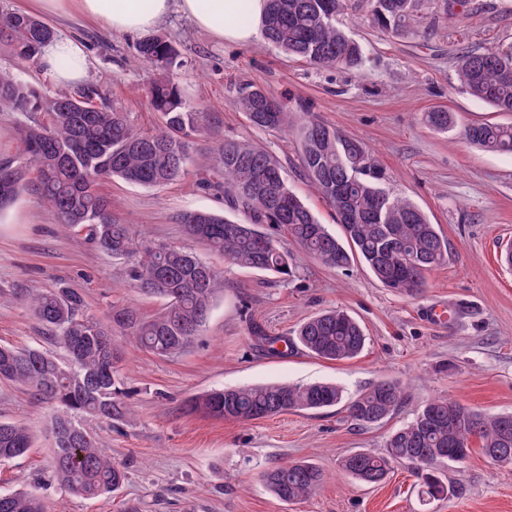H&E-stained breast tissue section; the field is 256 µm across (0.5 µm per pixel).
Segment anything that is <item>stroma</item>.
Returning a JSON list of instances; mask_svg holds the SVG:
<instances>
[{
	"mask_svg": "<svg viewBox=\"0 0 512 512\" xmlns=\"http://www.w3.org/2000/svg\"><path fill=\"white\" fill-rule=\"evenodd\" d=\"M474 3L467 18L439 19L424 39L390 38L353 12L344 24L363 48L359 71L290 59L262 40L223 42L177 11L153 28L181 53L180 92L199 114L197 151L177 183L155 189L112 179L99 190L137 238L182 246L210 262L223 274L224 291L193 345L177 357H157L124 339L120 379L132 418L83 420L126 470L116 491L86 498L51 484L53 408L25 386L0 382V419L26 424L34 436L25 456L0 462V494L36 489L51 512H512V466H499L477 447L445 467L443 479L453 492L441 499L423 495L403 463L375 486L337 466L347 454L383 452L389 434L435 395L489 414L512 413V265L501 256L512 244V154L463 138L468 124L512 123V114L469 95L457 77L461 52L512 42V0ZM49 23L57 35L84 47L89 67L80 84H58L45 65L21 63L4 42L0 68L43 95L94 87L99 101L121 107L136 129L154 130L157 116L141 96L148 73L133 59L137 35L114 32L75 10ZM245 80L283 98L291 120L306 110L363 142L383 167L386 188L418 206L448 239V261L427 273L420 295H399L365 267L335 269L298 250L291 275L242 269L185 234L179 214L225 209L223 194L202 188L199 180L213 149L226 141L268 150L320 223L332 234L341 232L333 208L303 171L291 128L258 129L234 107V88ZM439 108L453 113V129L440 132L425 122V113ZM137 261L134 254L114 259L84 232L54 223L34 187L24 188L0 213V288L36 291L62 284L83 295L89 315L101 318L112 307L131 305L149 317L160 301L127 287L118 273ZM336 307L347 310L367 337L352 359L329 361L301 350L278 354L254 335L259 328L291 336L307 318ZM436 308L445 310V318L432 317ZM0 344L63 353L20 301L0 305ZM381 380L402 385L406 401L371 427L355 424L340 406L248 423L193 406L214 389L333 382L354 395ZM300 461L322 469L325 481L307 500L281 502L261 474Z\"/></svg>",
	"mask_w": 512,
	"mask_h": 512,
	"instance_id": "stroma-1",
	"label": "stroma"
}]
</instances>
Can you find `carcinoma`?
Returning a JSON list of instances; mask_svg holds the SVG:
<instances>
[{"mask_svg": "<svg viewBox=\"0 0 512 512\" xmlns=\"http://www.w3.org/2000/svg\"><path fill=\"white\" fill-rule=\"evenodd\" d=\"M368 21L390 37H427L434 19L429 5H442L448 17L471 10L472 0H366ZM354 0H268L263 37L280 53L311 65L359 69L361 45L338 23ZM55 29L23 11L0 13V41L18 60L37 64ZM179 52L169 41L152 36L135 46V59L158 76L143 91L148 106L159 115L152 132H140L116 106L94 103L90 87L77 95L43 96L9 70H0V111L29 116L42 112L45 123L21 126L15 155L0 162V211L12 205L36 174V186L56 223L84 229L87 240L116 259L139 253L127 274L130 287L164 301L149 319L132 307H114L105 318L85 313L83 295L59 286L16 296L0 289V303L20 300L67 353L61 359L38 348L0 345V381L26 385L39 399L56 405L52 420L53 479L66 490L96 497L117 490L123 468L102 451L98 437L81 423L89 415L112 422L127 414L116 387V372L124 359L119 330L141 348L159 357L183 353L205 326L213 303L224 290L220 272L196 253L163 242L138 240L129 225L112 210V199L96 190L105 178L150 188L180 180L196 150L197 113L182 99L177 85ZM512 42L483 52L464 51L458 78L468 93L498 112H512ZM236 109L255 127L277 130L288 125L285 103L255 83L236 88ZM301 163L315 191L336 212L342 236L331 234L288 185L280 163L265 149L226 141L211 153V177L206 189L224 191L225 206L245 214L238 222L211 211L178 216L185 232L224 260L241 268L290 273V253L284 243L256 229L270 224L287 241L324 264L345 268L365 265L392 291L414 297L426 286V272L448 259L449 242L410 201L393 195L384 171L359 140L309 116L298 128ZM465 139L482 149L512 153V124L476 123L464 129ZM325 360L357 356L366 343L360 324L342 309L304 321L296 339ZM404 402L400 385L374 384L347 398L334 383L267 384L219 389L194 401L209 415L250 422L287 411H314L341 405L361 426L377 425ZM481 442L482 453L493 456L512 449V415H490L456 399L437 396L427 401L411 421L394 431L380 454L353 453L340 461L346 473L366 484H379L393 464L407 463L424 481L432 497L448 496L440 468L460 448L471 451ZM33 434L21 422L0 421V461L24 455ZM269 490L282 502L294 503L320 486L321 469L296 462L262 473ZM0 512H47L33 491L19 489L0 495Z\"/></svg>", "mask_w": 512, "mask_h": 512, "instance_id": "cac0c4a2", "label": "carcinoma"}]
</instances>
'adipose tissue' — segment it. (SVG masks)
Instances as JSON below:
<instances>
[{
	"label": "adipose tissue",
	"instance_id": "1",
	"mask_svg": "<svg viewBox=\"0 0 512 512\" xmlns=\"http://www.w3.org/2000/svg\"><path fill=\"white\" fill-rule=\"evenodd\" d=\"M44 13L60 15L69 7L99 20L112 30L126 33L147 31L158 25L172 11L179 9L202 30L221 41L251 43L263 33L267 0H38ZM247 12L248 24H238L239 12ZM43 58L55 80L62 84L81 81L87 71L88 58L74 40L59 37L46 45ZM67 60L58 68L59 60Z\"/></svg>",
	"mask_w": 512,
	"mask_h": 512
}]
</instances>
